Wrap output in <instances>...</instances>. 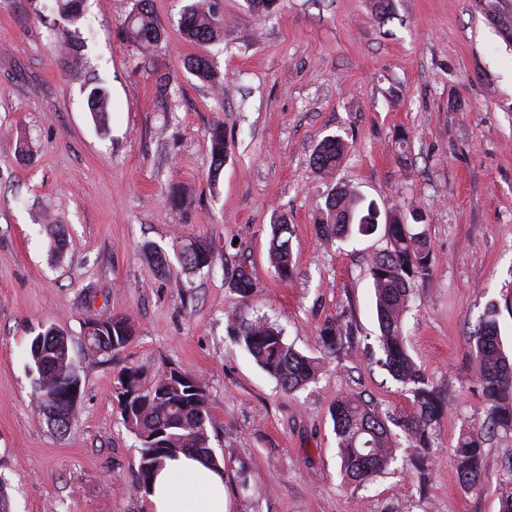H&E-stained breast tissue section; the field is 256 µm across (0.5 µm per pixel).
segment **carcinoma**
<instances>
[{"mask_svg":"<svg viewBox=\"0 0 512 512\" xmlns=\"http://www.w3.org/2000/svg\"><path fill=\"white\" fill-rule=\"evenodd\" d=\"M61 18L72 24L83 12V0H55ZM223 20L213 0H191L184 6L180 27L185 38L198 52L189 57L187 69L211 85L223 87V79L215 70L208 54L210 45L221 40ZM127 38L143 49L158 44L164 27L154 16L150 0H135L126 19ZM157 104L163 110L170 101V83L166 74L156 76ZM89 112L100 126L110 112L109 91L94 86L87 95ZM212 161L211 178L217 179L226 161L224 128L215 123L209 130ZM349 150L341 137L324 139L314 150L311 164L321 177L331 176ZM380 224L377 205L348 187L340 186L326 202L325 216L317 224V233L325 238L345 239L353 235H371ZM384 236L387 249L374 256L369 272L374 288L379 322V342L385 355L383 365L393 378L410 388L413 411L403 419H394L370 402L342 395L336 399L332 421L336 435L341 472L347 482L361 485L388 470L397 461V449L428 451L433 448L435 426L439 421L443 400L430 378L415 363L403 336V316L408 302L410 282L425 279L432 273V261L426 239L411 232L403 216L385 215ZM268 260L274 274L288 281L294 276L291 249V226L278 217L270 224ZM211 244L198 240L180 253V262L190 269H202L211 263ZM496 305L486 307L473 334L479 363L478 388L487 404L484 423L460 432L454 448L460 482L474 486L483 459L485 437L497 431L512 432V357L501 339ZM103 329L87 333L92 351L110 354L126 347L132 337L130 319L109 316L99 320ZM352 335L349 325L339 321L324 324L319 337L324 353L334 355L344 349ZM236 336L255 362L272 376L283 392L292 394L313 382L319 363L287 344L282 331L267 318L236 326ZM30 356L37 372L35 386L37 407L56 431H67L74 406L59 395L61 380L75 376L70 360L68 337L55 326H49L32 340ZM121 407V418L139 443L140 457L135 475L137 489L148 487L153 473L163 461L179 452L196 455L210 466L219 463L210 447L208 424L210 407L206 385L197 376L175 369L159 373L147 386L137 369L129 367L118 377L115 387ZM400 428L395 433L392 427Z\"/></svg>","mask_w":512,"mask_h":512,"instance_id":"cac0c4a2","label":"carcinoma"}]
</instances>
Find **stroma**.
I'll return each mask as SVG.
<instances>
[{
  "instance_id": "obj_1",
  "label": "stroma",
  "mask_w": 512,
  "mask_h": 512,
  "mask_svg": "<svg viewBox=\"0 0 512 512\" xmlns=\"http://www.w3.org/2000/svg\"><path fill=\"white\" fill-rule=\"evenodd\" d=\"M185 3L151 0L165 39L146 51L124 33L134 0H85L86 64L75 71L59 50L67 32L54 0H0V481L10 512H148L114 393L129 367L146 384L172 368L204 380L228 512H499L512 492V434L485 442L476 488L461 484L453 449L486 418L471 334L488 304L512 345V38L488 10L512 16V0H392L385 22L374 0H275L266 17L216 0L220 91L184 66L197 51L178 27ZM159 73L176 88L165 112ZM94 76L111 96L102 127L87 107ZM217 122L228 156L213 186L207 131ZM329 135L352 149L325 179L310 157ZM22 136L28 164L17 159ZM173 184L190 188L187 209L172 206ZM343 185L380 211L425 217L412 230L427 239L433 273L411 281L404 330L446 403L422 470L401 448L397 466L360 487L339 474L337 396H363L396 419L413 397L377 339L369 265L387 247L383 232L340 242L316 231ZM278 215L293 230L287 282L267 259ZM198 238L212 245L200 271L179 261ZM151 246L168 272L150 262ZM242 269L255 283L247 299L233 288ZM231 313L276 323L319 358L317 381L282 392L236 342ZM110 315L129 317L135 334L93 354L86 325ZM334 320L353 336L326 356L319 331ZM51 325L69 336L81 382L64 433L39 413L30 370V343Z\"/></svg>"
}]
</instances>
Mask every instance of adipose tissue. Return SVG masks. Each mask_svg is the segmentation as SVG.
<instances>
[{
    "label": "adipose tissue",
    "instance_id": "ef3b65f1",
    "mask_svg": "<svg viewBox=\"0 0 512 512\" xmlns=\"http://www.w3.org/2000/svg\"><path fill=\"white\" fill-rule=\"evenodd\" d=\"M147 501L149 512H227L224 471L184 453L166 459Z\"/></svg>",
    "mask_w": 512,
    "mask_h": 512
}]
</instances>
